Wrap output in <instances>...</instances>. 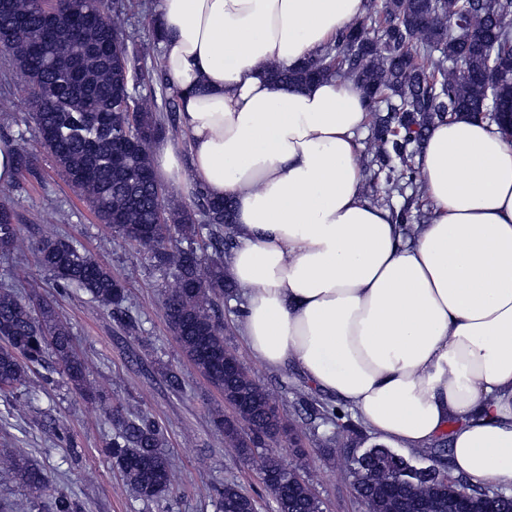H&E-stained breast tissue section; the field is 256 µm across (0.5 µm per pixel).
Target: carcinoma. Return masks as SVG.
<instances>
[{
    "label": "carcinoma",
    "mask_w": 512,
    "mask_h": 512,
    "mask_svg": "<svg viewBox=\"0 0 512 512\" xmlns=\"http://www.w3.org/2000/svg\"><path fill=\"white\" fill-rule=\"evenodd\" d=\"M56 15L47 26L40 0H0V50L11 56L29 88L41 148L81 190L99 221L112 229L113 241L128 243L124 226L142 224L144 235L132 246L170 277L163 310L185 355L224 394V402L244 423L224 429V414L213 415L216 433L250 460L262 449V474L281 472L280 455L267 449L281 427L277 398L247 374L224 375V360L236 354L224 346L218 300L232 284L224 275V226L233 222L230 206L197 194V211L166 202L157 193L152 170L154 131L163 127L148 99L131 94L121 14L101 13L97 0H55ZM79 78L73 79L72 72ZM274 82L302 86L316 79L352 80L363 89L370 113V136L364 154L369 184L389 201L397 224L423 216L421 174L414 163L416 145L438 119L466 112L500 126L512 120V0H382L364 20L340 31L313 57L293 69L270 67ZM18 170L28 167V141L14 144ZM378 168H373L374 163ZM412 189L405 195L406 189ZM206 238L213 253H197ZM18 219L0 205V251L21 250ZM37 261L63 286L81 290L107 308H120L127 280L93 260L76 241L46 232L36 243ZM26 297L0 289V395L28 386V371L51 356L63 367L69 387L93 393L86 361L76 352L71 328L55 306L30 284ZM309 415L344 428V415L315 398L306 401ZM112 437L106 454L121 469L137 497L151 502L174 489L171 462L161 450L163 430L144 414L112 413ZM434 471L412 477L411 462L376 445L352 458L353 487L367 512H448L457 496H466L472 512H485L495 501L498 512H512V496L472 493L444 478L442 459L432 457ZM33 501L42 499L48 480L30 458L0 455ZM277 512H321L309 481L295 470L271 490ZM252 512V498L238 485L224 484L218 509ZM51 512H81L58 494Z\"/></svg>",
    "instance_id": "obj_1"
}]
</instances>
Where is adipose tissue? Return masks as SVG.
I'll return each mask as SVG.
<instances>
[{
    "label": "adipose tissue",
    "mask_w": 512,
    "mask_h": 512,
    "mask_svg": "<svg viewBox=\"0 0 512 512\" xmlns=\"http://www.w3.org/2000/svg\"><path fill=\"white\" fill-rule=\"evenodd\" d=\"M367 0H159L185 148L157 178L231 203L227 273L240 333L296 365L378 440L425 449L449 432L456 473L512 485V136L460 114L425 131L428 218L404 232L358 162L367 108L336 78L272 85Z\"/></svg>",
    "instance_id": "obj_1"
}]
</instances>
